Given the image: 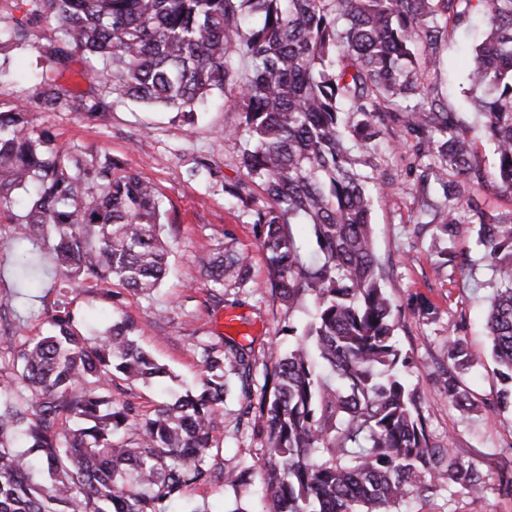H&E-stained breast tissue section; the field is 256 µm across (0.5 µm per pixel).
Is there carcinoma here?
I'll return each instance as SVG.
<instances>
[{"instance_id": "cac0c4a2", "label": "carcinoma", "mask_w": 512, "mask_h": 512, "mask_svg": "<svg viewBox=\"0 0 512 512\" xmlns=\"http://www.w3.org/2000/svg\"><path fill=\"white\" fill-rule=\"evenodd\" d=\"M22 16L0 13V50L29 45L54 21L35 90L44 112H110L117 100L160 106L192 124L219 100L240 114L243 176L224 194L244 208L268 262L273 299L301 309L296 337L271 351L262 384L256 360L234 344L202 350L194 392L149 413L122 383L167 374L138 344L137 328L112 323L90 344L75 317H49L45 336L6 341L0 365V512H171L193 485L224 479L246 493L250 468L218 469L209 450L224 398L246 404L238 422L265 434V495L259 512H404L413 492L456 487L473 503L483 473L435 443L410 356L394 341L396 308L374 250L371 210L392 182L379 173L398 126L427 160L421 215L434 240L457 225L479 226L493 270L487 328L494 408L512 409V211L480 200L442 208L462 190L492 184L512 192V0H21ZM482 17L468 56L475 126L463 125L436 86L451 28ZM75 64L90 90L61 79ZM493 143L485 171L476 139ZM22 203L16 241L46 245L62 281L85 276L145 295L169 270V244L155 185L104 156L49 146L28 114L0 105V210ZM216 288L247 282L245 258L226 246L200 260ZM475 359L448 338L443 389L474 409L459 374Z\"/></svg>"}]
</instances>
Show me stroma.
I'll return each mask as SVG.
<instances>
[{
	"mask_svg": "<svg viewBox=\"0 0 512 512\" xmlns=\"http://www.w3.org/2000/svg\"><path fill=\"white\" fill-rule=\"evenodd\" d=\"M56 32L55 24L43 25L30 47L11 51L15 77L0 85V102L28 113L35 128L47 131L57 143L78 147L89 159L112 156L127 171L151 181L163 203L171 272L148 296L92 277L64 290L53 253L41 249L35 254L38 279L23 284L17 276L14 224L9 213H0V299L11 302L0 311V336L43 335L49 313L60 308L70 310L77 319L76 332L90 339L100 336L113 319L134 322L140 345L170 373L162 384L130 388V400L146 413L200 381L204 345L231 339L250 348L256 361H265L271 346L288 342L284 332L288 310L265 289L266 256L254 225L224 196L225 183L241 175L236 164L238 144L229 135L240 120L238 112L216 108L189 126L173 113L147 111L129 102L116 103L112 111L101 114L40 111L30 75L38 45ZM471 42L464 30L451 32L440 52V68L431 77L449 109L467 120L472 114L462 94L467 83L463 57ZM394 137L400 145L383 164L392 190L375 202L372 220L376 255L387 270L386 288L400 309L396 344L412 359V378L429 411L433 440L451 442L462 460L474 462L487 476L480 508H473L466 494L445 488L412 495L410 508L412 512H512V494L500 490L498 482L499 462L512 461V411L492 406L499 385L490 374L491 341L484 326L491 270L476 245L478 227L459 225L449 244L458 264L434 263L432 232L423 226L417 206V176L423 162L402 144V132ZM201 158L213 172L205 181L189 176L195 160ZM226 244L245 257L248 281L243 287L225 289L219 302L211 281L199 273V261ZM422 302L430 304V317L418 313ZM452 335L460 337L479 360L478 366L460 375L477 404L467 414L441 392ZM243 404L236 394L224 401L216 460L229 468L250 465L258 475L264 470V439L252 426L238 425Z\"/></svg>",
	"mask_w": 512,
	"mask_h": 512,
	"instance_id": "obj_1",
	"label": "stroma"
}]
</instances>
